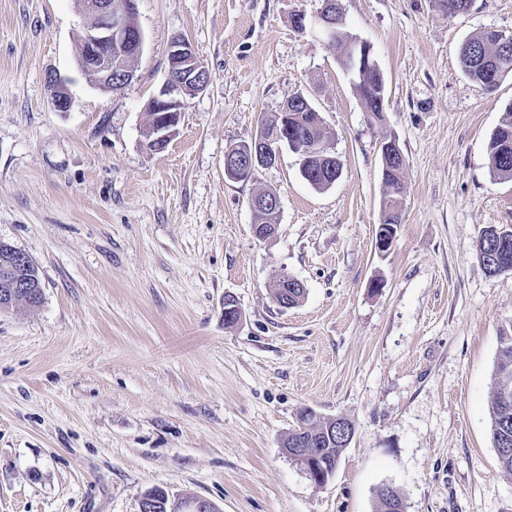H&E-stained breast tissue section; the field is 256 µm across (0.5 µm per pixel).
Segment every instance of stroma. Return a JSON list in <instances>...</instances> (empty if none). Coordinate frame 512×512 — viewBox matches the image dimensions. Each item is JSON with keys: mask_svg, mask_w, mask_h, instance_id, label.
<instances>
[{"mask_svg": "<svg viewBox=\"0 0 512 512\" xmlns=\"http://www.w3.org/2000/svg\"><path fill=\"white\" fill-rule=\"evenodd\" d=\"M343 4L384 75L379 121L319 32L293 26L319 0H137L145 46L114 93L77 68L76 0H0V241L42 287L37 307L0 311V512H140L154 487L220 512H379L385 485L405 512H512L489 414L512 274L476 260L485 227H512V180L487 152L512 75L489 96L458 61L468 37L512 34V0L452 18L430 0ZM175 35L212 81L155 152L146 106ZM297 93L340 178L312 188L287 148L228 178L226 150ZM392 138L403 221L381 253ZM261 190L281 198L269 240L253 230ZM278 274L302 283L297 306L277 305ZM305 407L355 429L321 488L282 449Z\"/></svg>", "mask_w": 512, "mask_h": 512, "instance_id": "35a3bbf8", "label": "stroma"}]
</instances>
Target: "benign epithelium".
<instances>
[{
	"mask_svg": "<svg viewBox=\"0 0 512 512\" xmlns=\"http://www.w3.org/2000/svg\"><path fill=\"white\" fill-rule=\"evenodd\" d=\"M80 9L91 18V23L81 36V50L77 58L78 69L86 79L103 92L122 88L135 75L131 61L137 59L144 47V36L139 26L131 23L135 15L136 0H79ZM342 9L339 0H323L312 17L296 14L294 26L303 31L315 26L327 42L336 50V58L347 71L359 73L378 68L372 46L358 37L346 40L338 28L336 17ZM168 69L166 79L157 95L147 105L153 113L150 143L160 151L176 132L180 114L187 95H193L211 81V73L195 53L191 43L183 37L173 38L167 50ZM51 104L57 112H67L71 97L60 78L49 75ZM287 146L302 158L310 151H320L317 145L307 146L295 139L293 128L288 123V105L281 110L261 118L254 138L245 144L229 148L225 152L224 172L234 180H248L259 167L275 165L281 148ZM252 210H281L280 196L272 191L251 198ZM394 239L393 226L381 224L375 237V248L383 253L391 247ZM17 271L11 266L0 273V310L11 307L16 297ZM331 429L322 436L312 435L310 441L317 448H294L283 443L285 454L301 465L310 480L322 487L334 476L337 467L321 463L324 450L320 445L338 444L347 447L353 439L354 427L343 417L329 418ZM176 512H209L213 503L198 497L185 495L173 501Z\"/></svg>",
	"mask_w": 512,
	"mask_h": 512,
	"instance_id": "1",
	"label": "benign epithelium"
}]
</instances>
